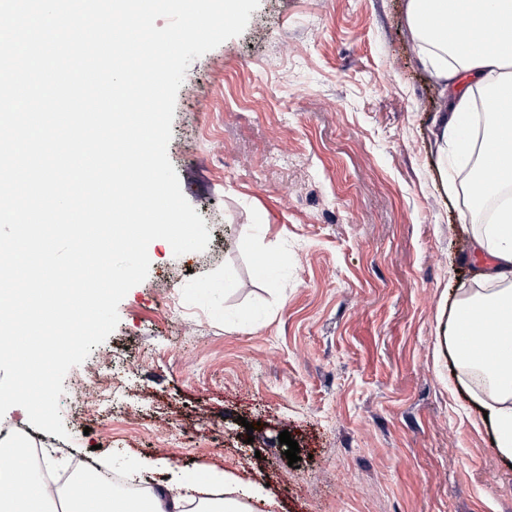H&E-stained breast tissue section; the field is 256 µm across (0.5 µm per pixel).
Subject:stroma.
<instances>
[{
  "mask_svg": "<svg viewBox=\"0 0 512 512\" xmlns=\"http://www.w3.org/2000/svg\"><path fill=\"white\" fill-rule=\"evenodd\" d=\"M406 2L260 0L191 63L168 157L210 241L154 247L113 333L67 373L70 437L38 431L42 470L85 455L154 485L226 471L274 512H512V468L443 342L493 259L447 188L445 99ZM264 259L284 271L261 276ZM93 380L118 401L73 420Z\"/></svg>",
  "mask_w": 512,
  "mask_h": 512,
  "instance_id": "35a3bbf8",
  "label": "stroma"
}]
</instances>
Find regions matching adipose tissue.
Wrapping results in <instances>:
<instances>
[{"instance_id":"ef3b65f1","label":"adipose tissue","mask_w":512,"mask_h":512,"mask_svg":"<svg viewBox=\"0 0 512 512\" xmlns=\"http://www.w3.org/2000/svg\"><path fill=\"white\" fill-rule=\"evenodd\" d=\"M407 23L424 62L443 87L467 79L489 88L490 123L481 147L469 135L472 102L469 93L451 95L441 120L443 135L457 153L476 159L478 176L452 181L451 191L469 202L495 199L489 223L480 225L476 249L490 252L492 266L481 269L483 287L457 303L448 327V348L462 371L461 385L476 393L487 411L496 452L512 463V161L488 177L489 150L512 141V0H407ZM471 314L486 319L496 359L465 353L459 318ZM234 488V495L217 497V486ZM51 490L33 470L22 442L0 448V512H48ZM256 492L235 476L217 471L184 473L137 500L120 494L99 471L77 478L60 495L59 512H253Z\"/></svg>"}]
</instances>
